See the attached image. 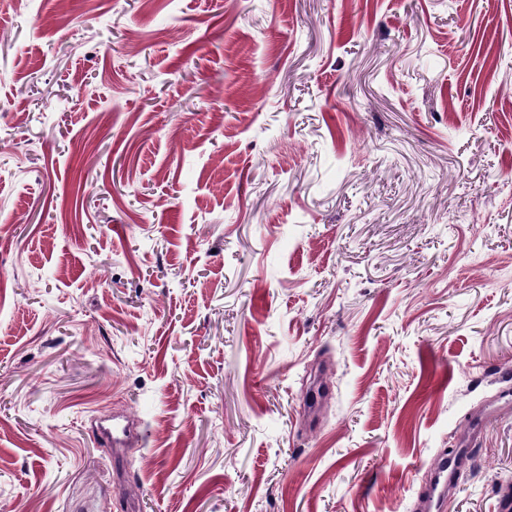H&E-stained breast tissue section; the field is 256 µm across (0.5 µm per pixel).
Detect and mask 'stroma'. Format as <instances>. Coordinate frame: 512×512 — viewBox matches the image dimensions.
I'll use <instances>...</instances> for the list:
<instances>
[{"instance_id":"obj_1","label":"stroma","mask_w":512,"mask_h":512,"mask_svg":"<svg viewBox=\"0 0 512 512\" xmlns=\"http://www.w3.org/2000/svg\"><path fill=\"white\" fill-rule=\"evenodd\" d=\"M509 366L512 0H0V512H412ZM97 435L106 446L124 448L136 437V432L130 419L112 416V423L98 427Z\"/></svg>"}]
</instances>
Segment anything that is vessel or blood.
Listing matches in <instances>:
<instances>
[{"label": "vessel or blood", "instance_id": "b4317fda", "mask_svg": "<svg viewBox=\"0 0 512 512\" xmlns=\"http://www.w3.org/2000/svg\"><path fill=\"white\" fill-rule=\"evenodd\" d=\"M509 411H512V386L507 384L500 388L493 400L471 414L464 436L456 447L440 450L431 466L429 479L414 501L416 512H448L451 492L459 483L461 466L469 462L489 421ZM97 434L105 445L113 448L125 447L136 436L132 422L125 417L113 418L109 425L98 427Z\"/></svg>", "mask_w": 512, "mask_h": 512}]
</instances>
